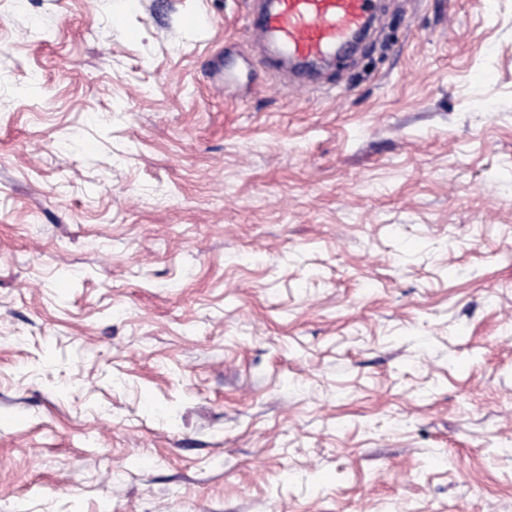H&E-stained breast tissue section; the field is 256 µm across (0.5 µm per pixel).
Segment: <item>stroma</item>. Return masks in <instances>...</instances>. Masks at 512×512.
I'll use <instances>...</instances> for the list:
<instances>
[{
    "label": "stroma",
    "mask_w": 512,
    "mask_h": 512,
    "mask_svg": "<svg viewBox=\"0 0 512 512\" xmlns=\"http://www.w3.org/2000/svg\"><path fill=\"white\" fill-rule=\"evenodd\" d=\"M256 3L0 0V512H512V0ZM379 0H262L253 15L251 34L271 49L291 73L310 71L344 58L366 36Z\"/></svg>",
    "instance_id": "35a3bbf8"
}]
</instances>
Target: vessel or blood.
I'll return each instance as SVG.
<instances>
[{"label":"vessel or blood","instance_id":"1","mask_svg":"<svg viewBox=\"0 0 512 512\" xmlns=\"http://www.w3.org/2000/svg\"><path fill=\"white\" fill-rule=\"evenodd\" d=\"M378 9L379 0H261L251 34L302 73L343 59L370 32Z\"/></svg>","mask_w":512,"mask_h":512}]
</instances>
